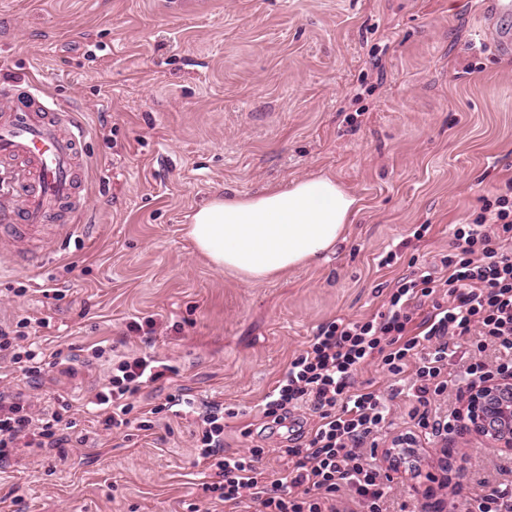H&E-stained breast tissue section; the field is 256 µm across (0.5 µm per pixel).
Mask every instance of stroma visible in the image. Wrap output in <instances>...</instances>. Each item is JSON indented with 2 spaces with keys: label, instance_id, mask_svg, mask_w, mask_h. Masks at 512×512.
<instances>
[{
  "label": "stroma",
  "instance_id": "stroma-1",
  "mask_svg": "<svg viewBox=\"0 0 512 512\" xmlns=\"http://www.w3.org/2000/svg\"><path fill=\"white\" fill-rule=\"evenodd\" d=\"M3 80L21 100L38 84L83 130L80 207L26 239L0 229V325L47 321V351L83 361L42 393L88 397L107 376L92 346L138 351L126 325L153 317L177 373L142 387L133 417L168 394L222 403L225 449L265 448L272 471L313 423L259 413L294 355L319 325L377 313L409 263L437 265L452 225L512 177V54L476 0H0ZM311 176L359 201L328 258L250 284L185 233L217 192ZM407 412L396 398L375 451L401 500L464 512L483 481L512 478V454L460 428L421 439L416 471L392 470ZM151 421L0 469V512H190L205 480L193 417Z\"/></svg>",
  "mask_w": 512,
  "mask_h": 512
}]
</instances>
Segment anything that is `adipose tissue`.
<instances>
[{
	"mask_svg": "<svg viewBox=\"0 0 512 512\" xmlns=\"http://www.w3.org/2000/svg\"><path fill=\"white\" fill-rule=\"evenodd\" d=\"M356 205L333 179L309 177L250 197L215 195L187 234L215 268L258 284L335 252Z\"/></svg>",
	"mask_w": 512,
	"mask_h": 512,
	"instance_id": "obj_1",
	"label": "adipose tissue"
}]
</instances>
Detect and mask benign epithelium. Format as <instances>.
<instances>
[{"mask_svg":"<svg viewBox=\"0 0 512 512\" xmlns=\"http://www.w3.org/2000/svg\"><path fill=\"white\" fill-rule=\"evenodd\" d=\"M464 428L475 439L512 452V375L469 388Z\"/></svg>","mask_w":512,"mask_h":512,"instance_id":"7a95c632","label":"benign epithelium"}]
</instances>
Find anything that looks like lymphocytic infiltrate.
<instances>
[{
	"label": "lymphocytic infiltrate",
	"mask_w": 512,
	"mask_h": 512,
	"mask_svg": "<svg viewBox=\"0 0 512 512\" xmlns=\"http://www.w3.org/2000/svg\"><path fill=\"white\" fill-rule=\"evenodd\" d=\"M452 248L437 268H416L401 277L383 311L372 318H337L318 327L266 395L263 418L282 422L308 409L316 420L301 443L283 449L279 478L259 462L263 449L224 450V406L196 407L188 397L167 398L164 407L196 412V459L208 472V498L236 512H388L392 487L363 454L392 408L378 390L357 386L358 370L373 361L406 378L408 412L418 428L449 430L458 414L441 419L430 406L448 389L450 368L463 367L462 381L485 382L512 372V179L485 200L470 221L454 225ZM29 319L0 328V465L32 448H81L73 404L56 394L47 404L38 395L47 369L74 375L70 357L45 353L32 340ZM95 359L107 379L90 402L100 436L129 426L130 402L147 383L163 380L171 365L151 354L127 357L96 346ZM31 391H16L17 379Z\"/></svg>",
	"instance_id": "1"
}]
</instances>
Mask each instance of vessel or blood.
<instances>
[{"mask_svg": "<svg viewBox=\"0 0 512 512\" xmlns=\"http://www.w3.org/2000/svg\"><path fill=\"white\" fill-rule=\"evenodd\" d=\"M38 108L19 103L0 116V159L23 158L29 168L21 170L16 189L22 207L8 220L20 234L34 232L57 210L76 204L80 197L77 159L80 138L65 112L55 111L39 92H31Z\"/></svg>", "mask_w": 512, "mask_h": 512, "instance_id": "1", "label": "vessel or blood"}]
</instances>
